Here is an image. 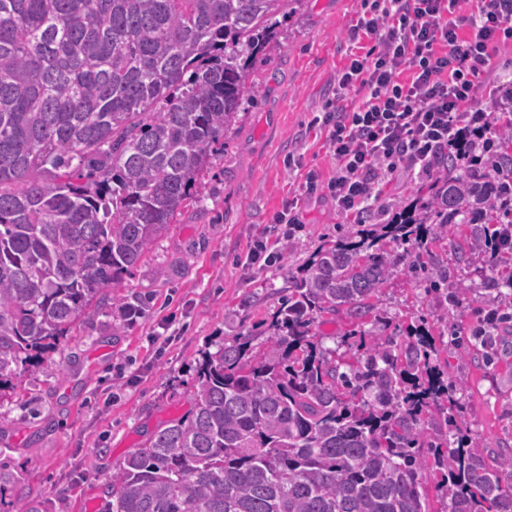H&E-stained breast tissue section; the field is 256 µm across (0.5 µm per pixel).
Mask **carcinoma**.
I'll list each match as a JSON object with an SVG mask.
<instances>
[{
    "mask_svg": "<svg viewBox=\"0 0 512 512\" xmlns=\"http://www.w3.org/2000/svg\"><path fill=\"white\" fill-rule=\"evenodd\" d=\"M301 0H0V385L104 313L190 198L214 145L259 93L249 63ZM492 174L438 163L400 222L318 249L268 325L205 352L194 409L112 473L98 512H512V449L466 430L460 375L435 371L424 336L382 334L377 304L405 267L448 302L502 220ZM457 239L454 264L433 251ZM374 323L341 355L316 324ZM427 447L425 456L418 449Z\"/></svg>",
    "mask_w": 512,
    "mask_h": 512,
    "instance_id": "1",
    "label": "carcinoma"
}]
</instances>
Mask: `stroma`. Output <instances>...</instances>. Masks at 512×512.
I'll list each match as a JSON object with an SVG mask.
<instances>
[{
    "mask_svg": "<svg viewBox=\"0 0 512 512\" xmlns=\"http://www.w3.org/2000/svg\"><path fill=\"white\" fill-rule=\"evenodd\" d=\"M359 10L360 0H302L282 18L277 42L251 65L260 95L217 144L174 224L115 289L113 308L80 320L36 368L0 387V470L19 477L0 485V512H97L125 457L193 407L202 353L247 335L262 345L289 274L354 231L330 195L308 196L303 185L310 173L323 187L336 176L314 119L335 99L338 74L357 50L348 30ZM432 181L414 170L383 182L367 223L390 222ZM291 201L304 222L286 236L273 220ZM260 239L279 259L246 268ZM381 300L388 331L424 327L441 368L463 374L458 399L471 434L512 445V326L493 330L464 359L461 346L482 327L486 303L466 299L447 336L439 299L410 274L395 276ZM126 306L139 316L125 319ZM372 323L339 313L320 318L316 330L324 348L341 353L349 334Z\"/></svg>",
    "mask_w": 512,
    "mask_h": 512,
    "instance_id": "1",
    "label": "stroma"
}]
</instances>
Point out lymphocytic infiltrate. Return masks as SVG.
Instances as JSON below:
<instances>
[{"mask_svg": "<svg viewBox=\"0 0 512 512\" xmlns=\"http://www.w3.org/2000/svg\"><path fill=\"white\" fill-rule=\"evenodd\" d=\"M458 3L361 0L350 38L375 44L351 59L339 88L363 98L350 109L329 103L323 117L336 161L329 190L342 214L366 213L398 170L431 172L446 153L477 169L512 148L502 137L512 129V89L485 81L497 45L512 41V0H468L465 18Z\"/></svg>", "mask_w": 512, "mask_h": 512, "instance_id": "obj_1", "label": "lymphocytic infiltrate"}]
</instances>
